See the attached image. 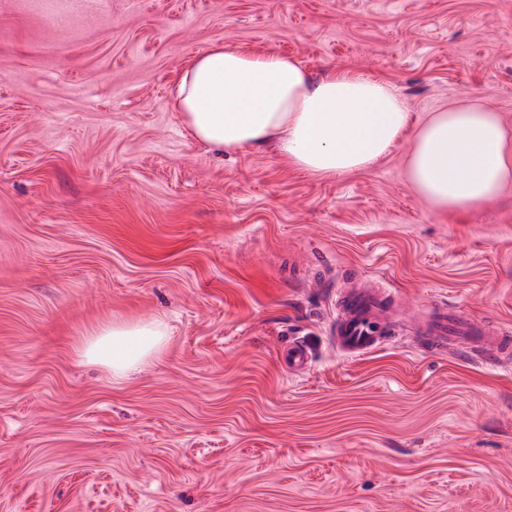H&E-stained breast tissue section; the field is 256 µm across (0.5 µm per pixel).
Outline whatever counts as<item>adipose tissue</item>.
Wrapping results in <instances>:
<instances>
[{"instance_id": "adipose-tissue-1", "label": "adipose tissue", "mask_w": 512, "mask_h": 512, "mask_svg": "<svg viewBox=\"0 0 512 512\" xmlns=\"http://www.w3.org/2000/svg\"><path fill=\"white\" fill-rule=\"evenodd\" d=\"M174 107L211 151L270 144L320 177L364 169L410 133L406 176L438 210L479 206L512 185V136L497 113L456 106L414 124L390 84L350 72L315 79L280 53L210 46L185 66ZM168 336L159 319L109 322L88 333L80 353L119 378L162 349Z\"/></svg>"}]
</instances>
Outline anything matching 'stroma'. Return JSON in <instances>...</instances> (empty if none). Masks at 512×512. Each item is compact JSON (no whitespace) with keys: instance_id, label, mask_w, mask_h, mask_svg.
I'll list each match as a JSON object with an SVG mask.
<instances>
[{"instance_id":"stroma-1","label":"stroma","mask_w":512,"mask_h":512,"mask_svg":"<svg viewBox=\"0 0 512 512\" xmlns=\"http://www.w3.org/2000/svg\"><path fill=\"white\" fill-rule=\"evenodd\" d=\"M214 44L512 127V0H0V512H512V369L328 340L352 268L512 329V190L434 209L407 135L332 178L216 156L171 107ZM155 317L127 377L80 358ZM168 336V327L160 319L109 322L88 333L80 353L89 362L120 378L162 349ZM282 356L288 364V368L296 372L308 368L312 361V353L308 344L298 337L289 340Z\"/></svg>"}]
</instances>
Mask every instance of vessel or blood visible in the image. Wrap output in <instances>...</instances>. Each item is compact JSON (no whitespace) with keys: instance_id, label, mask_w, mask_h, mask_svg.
Instances as JSON below:
<instances>
[{"instance_id":"b4317fda","label":"vessel or blood","mask_w":512,"mask_h":512,"mask_svg":"<svg viewBox=\"0 0 512 512\" xmlns=\"http://www.w3.org/2000/svg\"><path fill=\"white\" fill-rule=\"evenodd\" d=\"M412 331L424 348L453 352L490 367L512 362V333L482 326L447 300H437L415 321L402 317L395 292L378 276L352 270L336 291V317L330 336L337 352L351 358L366 356ZM289 369L309 367L312 353L301 338L289 340L283 352Z\"/></svg>"}]
</instances>
